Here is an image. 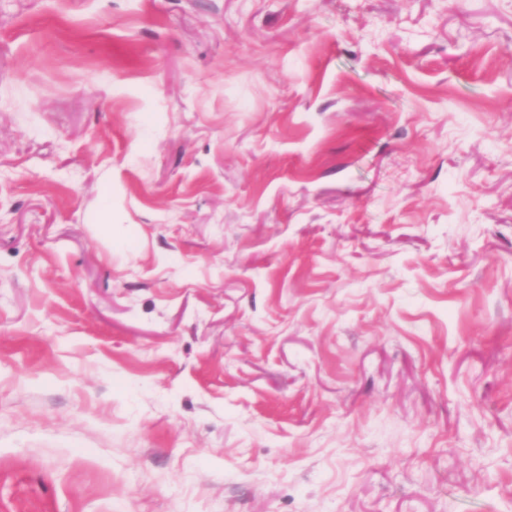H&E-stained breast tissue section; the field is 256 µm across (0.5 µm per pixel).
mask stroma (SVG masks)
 I'll return each instance as SVG.
<instances>
[{"label":"stroma","mask_w":512,"mask_h":512,"mask_svg":"<svg viewBox=\"0 0 512 512\" xmlns=\"http://www.w3.org/2000/svg\"><path fill=\"white\" fill-rule=\"evenodd\" d=\"M0 512H512V0H0Z\"/></svg>","instance_id":"1"}]
</instances>
